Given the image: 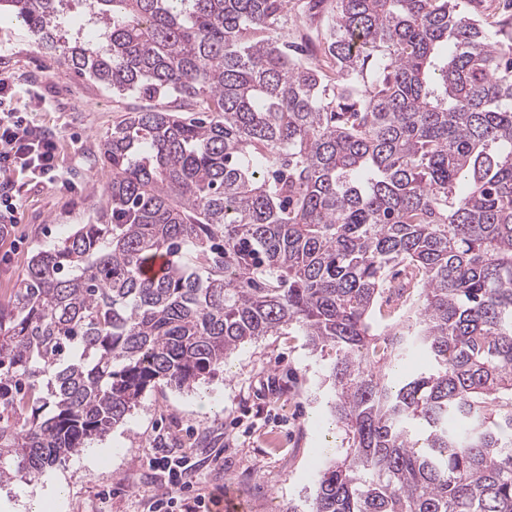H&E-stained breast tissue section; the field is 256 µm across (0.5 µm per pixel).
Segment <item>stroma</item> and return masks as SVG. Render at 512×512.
Segmentation results:
<instances>
[{
	"mask_svg": "<svg viewBox=\"0 0 512 512\" xmlns=\"http://www.w3.org/2000/svg\"><path fill=\"white\" fill-rule=\"evenodd\" d=\"M45 100L28 119L56 133L59 175L23 187L13 234L0 239V302H7L31 255L90 223L107 176L98 146L144 99L111 89L59 65L14 21L0 22V73ZM332 358L311 352L293 329L246 343L224 366L190 388L158 382L139 406L101 439L38 479L0 482V502H17L22 487L65 488L50 512H145L163 476L153 458L190 455L195 472L181 495L230 491L246 512H305L324 447L342 448L345 434L329 410L325 374Z\"/></svg>",
	"mask_w": 512,
	"mask_h": 512,
	"instance_id": "1",
	"label": "stroma"
}]
</instances>
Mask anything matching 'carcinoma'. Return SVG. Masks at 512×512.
Segmentation results:
<instances>
[{
	"mask_svg": "<svg viewBox=\"0 0 512 512\" xmlns=\"http://www.w3.org/2000/svg\"><path fill=\"white\" fill-rule=\"evenodd\" d=\"M118 97L93 224L0 305V479L37 478L261 336L329 349L307 512H512V30L466 0H0ZM166 259L161 274L143 266ZM414 307L380 328L383 294ZM426 366L393 383L410 353ZM290 1L291 12L288 14L291 16L292 21L299 22V20L304 24V28L306 32L311 37V39H315L317 35H319L325 27L326 24V13L323 8H318L312 11H307L302 16L298 14L299 6L302 2L298 1H309V0H288ZM292 1V2H291Z\"/></svg>",
	"mask_w": 512,
	"mask_h": 512,
	"instance_id": "obj_1",
	"label": "carcinoma"
}]
</instances>
